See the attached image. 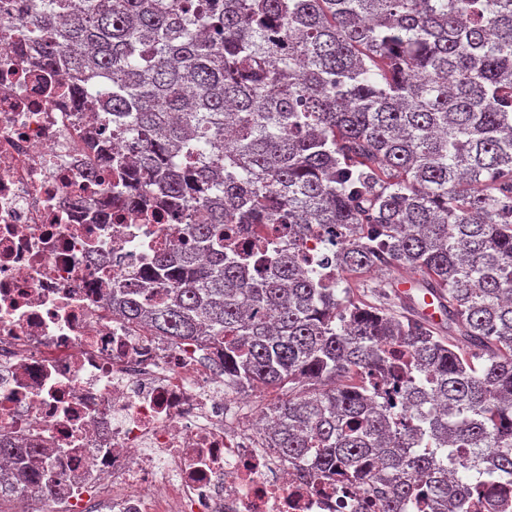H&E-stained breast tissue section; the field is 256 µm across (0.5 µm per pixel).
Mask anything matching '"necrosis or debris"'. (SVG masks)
<instances>
[{
	"instance_id": "1",
	"label": "necrosis or debris",
	"mask_w": 512,
	"mask_h": 512,
	"mask_svg": "<svg viewBox=\"0 0 512 512\" xmlns=\"http://www.w3.org/2000/svg\"><path fill=\"white\" fill-rule=\"evenodd\" d=\"M36 5L0 0V440L52 475L41 512H367L344 478L315 481L268 447L199 347L113 314L112 290L138 284L182 223L145 219L144 185L86 148L105 131L111 154H132L24 40Z\"/></svg>"
}]
</instances>
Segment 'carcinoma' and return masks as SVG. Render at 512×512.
Returning <instances> with one entry per match:
<instances>
[{
    "label": "carcinoma",
    "mask_w": 512,
    "mask_h": 512,
    "mask_svg": "<svg viewBox=\"0 0 512 512\" xmlns=\"http://www.w3.org/2000/svg\"><path fill=\"white\" fill-rule=\"evenodd\" d=\"M25 37L166 209L198 207L146 276L171 287L112 312L220 348L240 394L283 391L270 447L348 468L380 512H471L512 482V0H38ZM313 233L332 281L302 269ZM400 269L441 324L356 279ZM0 459V500L48 491L27 449Z\"/></svg>",
    "instance_id": "1"
}]
</instances>
